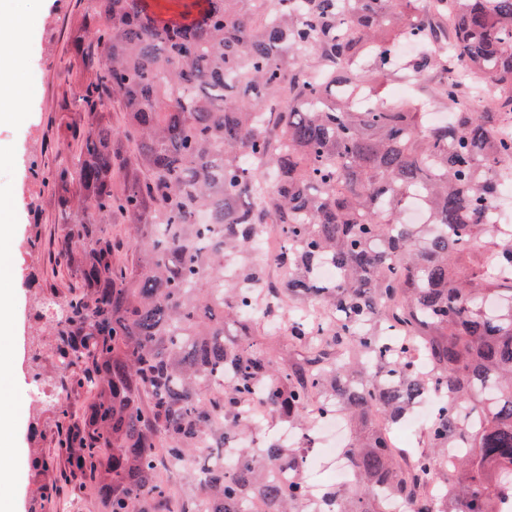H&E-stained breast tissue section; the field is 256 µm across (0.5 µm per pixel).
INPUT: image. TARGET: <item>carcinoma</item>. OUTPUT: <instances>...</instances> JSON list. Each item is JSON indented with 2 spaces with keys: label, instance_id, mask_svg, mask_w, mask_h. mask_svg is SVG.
<instances>
[{
  "label": "carcinoma",
  "instance_id": "cac0c4a2",
  "mask_svg": "<svg viewBox=\"0 0 512 512\" xmlns=\"http://www.w3.org/2000/svg\"><path fill=\"white\" fill-rule=\"evenodd\" d=\"M83 2L80 111L57 125L75 151L42 183L61 218L58 390L89 401L53 407L59 467L30 461L44 506L69 487L98 512H318L304 449L251 447L254 403L302 430L344 413L336 512H512V232L488 220L512 183V0H437L424 18L408 0H191L168 18ZM403 40L433 45L406 76H448L449 124L358 105L382 98ZM412 201L426 223L404 222ZM263 224L287 241L277 278L251 257ZM260 324L293 352L272 361ZM430 394L423 449L392 451L376 416L398 426ZM225 449L237 466L188 468L179 496L159 478Z\"/></svg>",
  "mask_w": 512,
  "mask_h": 512
}]
</instances>
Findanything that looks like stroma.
Masks as SVG:
<instances>
[{
  "label": "stroma",
  "instance_id": "35a3bbf8",
  "mask_svg": "<svg viewBox=\"0 0 512 512\" xmlns=\"http://www.w3.org/2000/svg\"><path fill=\"white\" fill-rule=\"evenodd\" d=\"M38 10L39 17L22 50L21 74L30 95L14 121L0 126V225L12 227L0 240V254L9 266L0 275V294L7 296L5 317L12 319L11 335L0 334V360H9L14 377L0 383L9 411L15 420L16 450L9 460L11 479L0 485V512H30L36 485L29 468L33 455L51 456L41 434L53 423L51 409L30 397L28 357L40 350L41 383L55 388L59 376L50 348L48 332L31 324L29 315L38 300L51 290L47 253H28L26 239L32 222H41L52 234L57 214L52 203L30 177L32 161H52L66 152L50 129L51 119L63 101H76L80 80L69 72L74 53L70 23L82 11L81 0H47L36 9L34 0H0V10Z\"/></svg>",
  "mask_w": 512,
  "mask_h": 512
}]
</instances>
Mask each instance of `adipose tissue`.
<instances>
[{
	"label": "adipose tissue",
	"mask_w": 512,
	"mask_h": 512,
	"mask_svg": "<svg viewBox=\"0 0 512 512\" xmlns=\"http://www.w3.org/2000/svg\"><path fill=\"white\" fill-rule=\"evenodd\" d=\"M32 26L28 16L0 25V122L12 118L28 98V86L17 77L21 68L17 51L27 43Z\"/></svg>",
	"instance_id": "ef3b65f1"
}]
</instances>
